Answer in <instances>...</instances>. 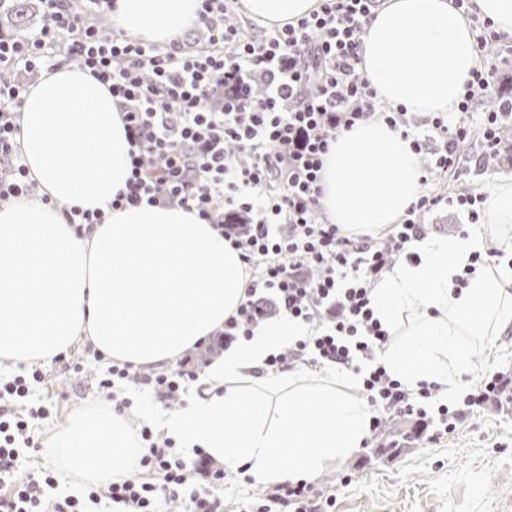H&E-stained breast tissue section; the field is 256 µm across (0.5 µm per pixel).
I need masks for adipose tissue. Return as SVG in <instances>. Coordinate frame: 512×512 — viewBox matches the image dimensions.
<instances>
[{"label":"adipose tissue","mask_w":512,"mask_h":512,"mask_svg":"<svg viewBox=\"0 0 512 512\" xmlns=\"http://www.w3.org/2000/svg\"><path fill=\"white\" fill-rule=\"evenodd\" d=\"M114 22L130 37L166 45L192 29L199 0H116ZM319 0H240L260 23L309 16ZM475 31L454 0H385L360 46L361 72L379 101L427 118L456 111L476 66ZM19 153L39 200L0 207V364L46 362L89 337L105 361L174 362L222 329L241 304L249 269L239 250L196 212L179 206L112 208L130 176L122 112L106 84L60 65L29 87ZM320 206L349 235L399 223L421 192L416 154L399 131L370 119L342 131L324 157ZM483 221L467 235L413 241L371 294L374 316L396 336L380 358L411 389L447 394L474 371L486 342L512 329V259L457 277L487 237L512 241V177L480 188ZM101 211L80 234L65 209ZM282 317L213 360L174 411L76 414L53 453L88 483L125 475L139 454V422L186 449H203L258 484L315 479L351 457L372 413L346 370L312 380L300 363L266 373V362L308 335Z\"/></svg>","instance_id":"ef3b65f1"}]
</instances>
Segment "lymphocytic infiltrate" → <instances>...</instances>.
Masks as SVG:
<instances>
[{"mask_svg":"<svg viewBox=\"0 0 512 512\" xmlns=\"http://www.w3.org/2000/svg\"><path fill=\"white\" fill-rule=\"evenodd\" d=\"M115 0H45L51 24L22 37H0V74L21 68L40 71L66 62L107 82L123 112L132 145L131 177L111 205H178L219 228L258 275L220 335L225 344L252 336L266 302L282 315L308 325L309 335L287 353L271 356L269 372L303 360L323 368H363L360 380L375 409L372 429L387 412L418 419L420 431L454 432L460 412L437 402L432 387L413 391L393 379L379 360L390 334L370 306L375 282L427 231L426 214L443 195L431 191L436 174L460 171L459 144L478 143L479 156L496 152L512 96L473 119L477 102L492 94L503 68L512 67V46L486 20H476L488 55L463 88L454 119L430 121L442 137L430 149L429 135L414 130L406 111L381 105L359 71V47L381 0H321L316 11L261 37L227 24L234 0H200L198 24L206 44L193 51L101 30L94 18L111 16ZM26 86L0 78V202L30 196L17 138ZM378 118L401 132L415 154L432 152L421 173L423 191L393 225L387 243L350 237L328 223L318 205L323 157L332 141L357 122ZM479 223L483 196L476 190L448 199ZM196 373L185 362L144 375L140 383L165 400L177 399ZM43 370L21 364L0 381V512H157L160 500H184L185 512H225L217 495L225 473L209 467L197 451L186 462L171 439L140 431V476L84 486L60 495L55 471L20 474L23 449L38 448L35 431L52 416L50 407L26 406ZM200 481L187 489L189 472ZM335 499L301 480L284 482L247 512H333Z\"/></svg>","mask_w":512,"mask_h":512,"instance_id":"f902f5d3","label":"lymphocytic infiltrate"}]
</instances>
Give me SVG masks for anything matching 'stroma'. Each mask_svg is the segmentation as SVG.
Listing matches in <instances>:
<instances>
[{
	"label": "stroma",
	"instance_id": "obj_1",
	"mask_svg": "<svg viewBox=\"0 0 512 512\" xmlns=\"http://www.w3.org/2000/svg\"><path fill=\"white\" fill-rule=\"evenodd\" d=\"M512 176V166L491 163L441 175L434 188L454 192ZM88 338L71 346L82 373L46 362V379L34 396L52 404L54 414L39 431L41 448L22 461L23 469L55 467L51 448L77 413L102 405L91 382L102 363L87 359ZM350 483H343V474ZM336 499L335 512H512V384L497 403L465 413L460 428L439 440L408 438L392 447L389 437L359 449L349 459L325 466L315 480Z\"/></svg>",
	"mask_w": 512,
	"mask_h": 512
}]
</instances>
